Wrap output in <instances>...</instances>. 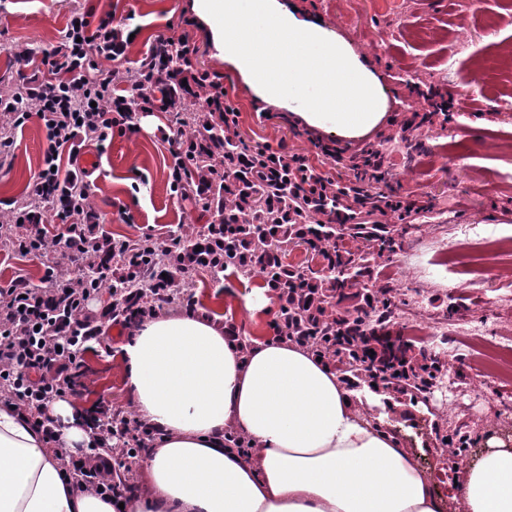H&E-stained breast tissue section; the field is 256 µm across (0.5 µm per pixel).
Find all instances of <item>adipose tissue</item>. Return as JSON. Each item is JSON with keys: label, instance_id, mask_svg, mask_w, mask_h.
I'll return each instance as SVG.
<instances>
[{"label": "adipose tissue", "instance_id": "adipose-tissue-1", "mask_svg": "<svg viewBox=\"0 0 512 512\" xmlns=\"http://www.w3.org/2000/svg\"><path fill=\"white\" fill-rule=\"evenodd\" d=\"M225 62L262 100L343 139L376 129L385 88L341 36L280 0H195ZM139 418L163 433L149 449L143 492L123 509L70 484L41 433L0 406V512H442L425 473L368 420L361 396L330 364L271 336L241 350L207 314L141 323L119 356ZM60 445L84 448L87 419L72 401L50 408ZM234 429L247 454L225 447ZM463 512H512V448L486 449L457 485Z\"/></svg>", "mask_w": 512, "mask_h": 512}]
</instances>
